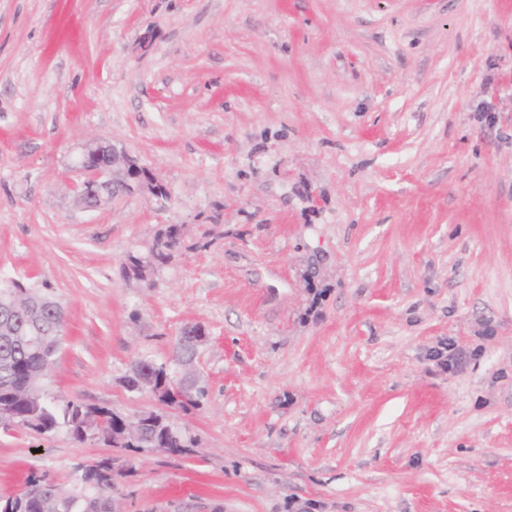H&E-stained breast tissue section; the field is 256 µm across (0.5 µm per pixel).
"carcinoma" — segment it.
Here are the masks:
<instances>
[{
    "instance_id": "obj_1",
    "label": "carcinoma",
    "mask_w": 512,
    "mask_h": 512,
    "mask_svg": "<svg viewBox=\"0 0 512 512\" xmlns=\"http://www.w3.org/2000/svg\"><path fill=\"white\" fill-rule=\"evenodd\" d=\"M184 246L199 248L197 243L184 242L182 225L168 224L146 253L127 256L125 272L142 279L144 271L161 270L173 251ZM59 306L47 283L30 288L19 280L0 282V413L8 414L16 427L44 435L63 430L79 443L102 442L129 451L160 448L171 454L192 446L193 440L162 412L142 413L147 426L139 437L126 430L120 414L106 407L74 400L60 403L44 393L42 373L57 363L63 339ZM194 357L188 337L179 334L175 361L190 363ZM123 383L130 392L147 389L160 404L184 411L200 407L207 395L206 387L192 377L178 376L171 364L151 359L135 362ZM120 475L122 467L112 457L84 466L74 482L60 481L46 472L33 473L20 492L0 498V512H110Z\"/></svg>"
}]
</instances>
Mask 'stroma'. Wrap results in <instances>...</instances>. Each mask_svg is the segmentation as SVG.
<instances>
[{
	"mask_svg": "<svg viewBox=\"0 0 512 512\" xmlns=\"http://www.w3.org/2000/svg\"><path fill=\"white\" fill-rule=\"evenodd\" d=\"M95 138L167 199L84 208ZM0 279L64 307L48 393L125 417L208 335L194 447L0 431V495L112 456L120 512H512V0H0ZM197 249L199 243L186 245L183 238L182 225L168 224L156 234L152 245L145 254H131L126 258L124 269L129 277L144 278L143 272L151 269L154 272L161 270L172 258L177 248ZM461 351L451 339H442L437 342L431 351V359L442 371H448L456 367Z\"/></svg>",
	"mask_w": 512,
	"mask_h": 512,
	"instance_id": "35a3bbf8",
	"label": "stroma"
}]
</instances>
